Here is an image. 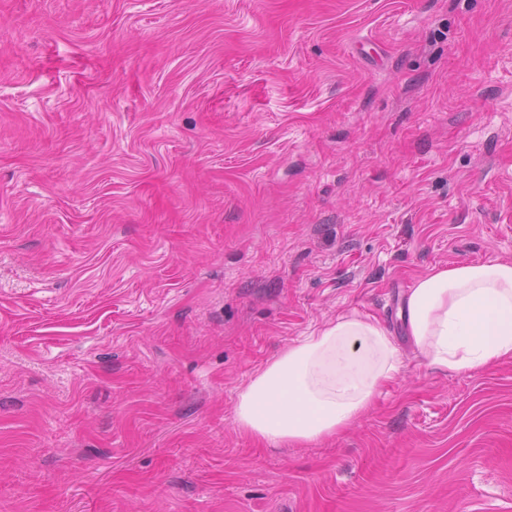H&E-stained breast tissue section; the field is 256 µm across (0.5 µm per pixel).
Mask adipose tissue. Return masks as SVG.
I'll use <instances>...</instances> for the list:
<instances>
[{
    "label": "adipose tissue",
    "instance_id": "1",
    "mask_svg": "<svg viewBox=\"0 0 512 512\" xmlns=\"http://www.w3.org/2000/svg\"><path fill=\"white\" fill-rule=\"evenodd\" d=\"M421 366L469 374L512 360V260L434 266L414 278L402 308ZM402 352L375 318L342 314L289 344L239 392L241 431L273 447L336 436L399 374Z\"/></svg>",
    "mask_w": 512,
    "mask_h": 512
}]
</instances>
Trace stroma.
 I'll list each match as a JSON object with an SVG mask.
<instances>
[{"label": "stroma", "mask_w": 512, "mask_h": 512, "mask_svg": "<svg viewBox=\"0 0 512 512\" xmlns=\"http://www.w3.org/2000/svg\"><path fill=\"white\" fill-rule=\"evenodd\" d=\"M512 259V0H0V512H512V363L336 438L239 392Z\"/></svg>", "instance_id": "35a3bbf8"}]
</instances>
